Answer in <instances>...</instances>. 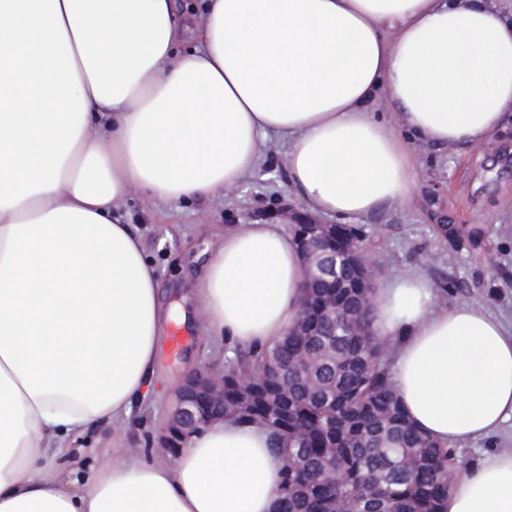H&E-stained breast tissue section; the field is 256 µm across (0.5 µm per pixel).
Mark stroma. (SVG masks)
Masks as SVG:
<instances>
[{"label":"stroma","mask_w":512,"mask_h":512,"mask_svg":"<svg viewBox=\"0 0 512 512\" xmlns=\"http://www.w3.org/2000/svg\"><path fill=\"white\" fill-rule=\"evenodd\" d=\"M418 187L410 200L394 204L362 223L366 258L377 276L413 271L428 280L439 301L476 303L504 321H512V127L494 132L477 148L436 149L411 143ZM287 147L271 145L258 168L227 196L156 210L132 193L123 211L142 237L168 302L193 308L190 290L216 251L214 234L256 219L279 221L295 196L288 183ZM461 227V234L441 233L438 224ZM480 227L479 240L468 229ZM201 321L184 331L179 346L164 345L152 392L134 405L118 428H96L76 435L72 447L88 464L99 463L115 444L133 456L158 455L171 401L185 375L205 364H224Z\"/></svg>","instance_id":"obj_1"}]
</instances>
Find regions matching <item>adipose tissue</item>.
Wrapping results in <instances>:
<instances>
[{
  "mask_svg": "<svg viewBox=\"0 0 512 512\" xmlns=\"http://www.w3.org/2000/svg\"><path fill=\"white\" fill-rule=\"evenodd\" d=\"M0 0V512H274L269 430L227 419L175 460L94 466L72 437L151 390L165 329L139 190L191 204L287 144L307 212L367 219L409 200V140L469 148L512 122V11L495 0ZM398 118L388 124L378 103ZM302 259L280 224L220 238L195 303L218 345L277 340ZM410 421L453 445L512 420V324L403 274L371 294ZM448 512H512V451L460 469Z\"/></svg>",
  "mask_w": 512,
  "mask_h": 512,
  "instance_id": "1",
  "label": "adipose tissue"
}]
</instances>
